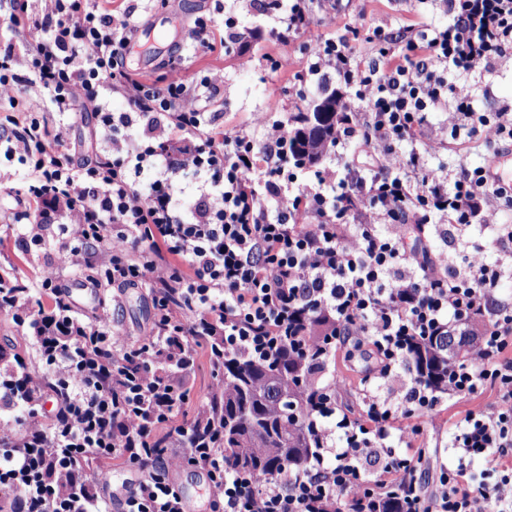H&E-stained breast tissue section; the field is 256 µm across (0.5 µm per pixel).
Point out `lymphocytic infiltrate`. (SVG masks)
Here are the masks:
<instances>
[{
    "label": "lymphocytic infiltrate",
    "mask_w": 512,
    "mask_h": 512,
    "mask_svg": "<svg viewBox=\"0 0 512 512\" xmlns=\"http://www.w3.org/2000/svg\"><path fill=\"white\" fill-rule=\"evenodd\" d=\"M448 24L405 40L404 49L377 27L359 21L343 35L313 28L312 0H275L271 36L303 41L308 54L299 81L335 77L358 102L360 117L336 132V144L380 150L383 169L362 174L352 163L304 179L291 162L290 135L275 121L263 144L225 132L209 111L220 87L210 76L187 82L175 60L161 82L148 83L123 61L140 21L112 0H11L8 28L32 34L26 74L0 55V98L30 83L54 111L83 106L97 113L100 135L116 160L76 162L64 142L70 128L8 113L5 157L36 153L15 222L29 221L27 238L65 236L45 266L41 288L52 307H31L22 294H0V307L32 331L44 361L0 352V409L41 404L48 380L63 393L50 426L16 428L0 418V512H184L171 475L189 464L206 471L211 512H373L391 497L408 512H512V471L496 480L468 472L475 457H512V303L496 302L502 275L512 270V226L489 224L485 243L449 269L431 253L408 249L397 230L415 224H469L490 201L512 205V191L487 182L483 167L425 169L419 147L428 115L451 107L453 138L483 135L490 145L512 142V113L487 112L449 72H491L512 55V0H444ZM379 41L364 61L358 41ZM129 109L115 112L113 97ZM141 125L135 138L117 131ZM149 174L151 186L137 180ZM211 174L198 202L182 210L178 186ZM498 254L486 261L487 249ZM108 256L106 282L149 289L158 302L147 336L131 341L106 316L73 314L57 285L60 269L80 265L88 250ZM484 323L477 363L448 367V389L461 397L493 391L496 400L456 427L454 466H441L425 490L416 473L422 457L395 458L387 442L397 416L418 436L434 422L437 398L414 380L399 402L380 398L379 384L397 374L412 344L447 329L449 321ZM315 319L322 338L307 336ZM218 336L245 358H262L303 337L305 347L336 354L371 344L375 368L362 380L363 410L339 407L335 375L312 372L315 405L307 419L317 448L304 469L282 476L226 467L224 451L193 444L187 428L158 437L146 412L170 419L187 399L190 370L179 362L194 337ZM79 457L126 460L137 481L108 493L102 475L77 469ZM382 457L383 478L364 463Z\"/></svg>",
    "instance_id": "f902f5d3"
}]
</instances>
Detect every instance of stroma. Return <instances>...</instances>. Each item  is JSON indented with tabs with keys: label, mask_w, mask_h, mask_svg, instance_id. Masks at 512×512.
<instances>
[{
	"label": "stroma",
	"mask_w": 512,
	"mask_h": 512,
	"mask_svg": "<svg viewBox=\"0 0 512 512\" xmlns=\"http://www.w3.org/2000/svg\"><path fill=\"white\" fill-rule=\"evenodd\" d=\"M254 0H131L137 9L142 27L127 48L124 62L127 67L156 79L158 64L170 55L182 59V73L188 79L206 74L221 80V92L211 103L218 123L229 130H239L264 143L267 127L262 118L269 107H276V119L288 116L318 97L323 88L314 84L298 89L294 75L304 66L305 53L301 43L283 45L265 37H254L255 27L264 25V17L253 7ZM234 18L238 37L226 42L220 53L204 55L195 51L185 33L200 16L212 17L216 12ZM313 25L318 33L333 37L342 33L345 24L364 20L371 26L383 27L385 32L398 34L444 26L448 13L443 0H313ZM283 60L282 69L273 71L266 57ZM468 85L476 90L483 109L512 112V58L500 62L493 74L472 75ZM438 138L428 155L430 165H446L450 173L464 166L484 165L492 150L482 141L467 143L453 141L448 133V114L438 110L428 116ZM32 169L31 162L20 160L0 162V279L21 282L29 286L30 304L42 301L38 286L44 263L53 253L54 242L34 245L21 238L19 225L11 221L10 210L20 197L22 183ZM475 226L452 225L431 231L427 245L436 252L446 253L451 265H459L461 254L472 240L477 239ZM107 313L129 338H137L149 328L154 307L152 296L144 288H127L119 292L101 289L99 296L87 308V315ZM377 362L371 347H363L352 355L337 354L334 371L345 387L339 395L344 412L360 415L362 402L359 381ZM214 379L206 357H199L198 368L191 375L188 401L172 420L173 426H186L212 389ZM493 399L491 393L461 398L451 393L440 395L433 427L423 435L408 440V419H399L392 431L390 445L396 455L407 454L409 448L425 449L428 457L419 480L433 486L439 466L454 461L451 446L455 425L465 415L484 408Z\"/></svg>",
	"instance_id": "1"
}]
</instances>
